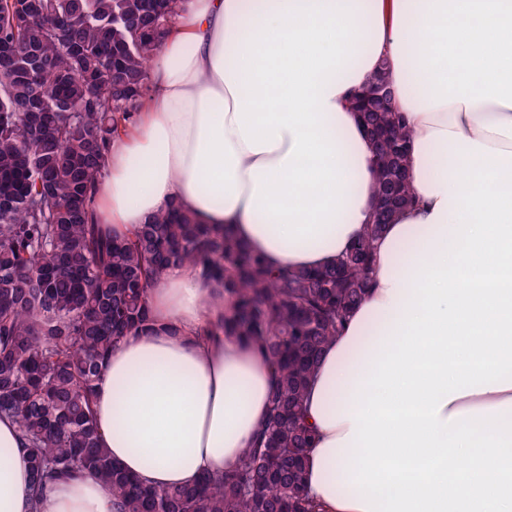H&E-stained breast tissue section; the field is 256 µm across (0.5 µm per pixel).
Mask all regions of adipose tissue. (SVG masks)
<instances>
[{"mask_svg": "<svg viewBox=\"0 0 512 512\" xmlns=\"http://www.w3.org/2000/svg\"><path fill=\"white\" fill-rule=\"evenodd\" d=\"M386 66L414 203L306 389L316 512H512V0H181L92 204L130 237L169 206L314 269L372 222L376 154L353 98ZM149 335L115 344L98 433L151 487L235 469L273 367L212 335L201 268L154 280ZM34 477L0 419V512H114L94 475Z\"/></svg>", "mask_w": 512, "mask_h": 512, "instance_id": "1", "label": "adipose tissue"}]
</instances>
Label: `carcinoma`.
<instances>
[{
    "instance_id": "cac0c4a2",
    "label": "carcinoma",
    "mask_w": 512,
    "mask_h": 512,
    "mask_svg": "<svg viewBox=\"0 0 512 512\" xmlns=\"http://www.w3.org/2000/svg\"><path fill=\"white\" fill-rule=\"evenodd\" d=\"M178 4L0 0V417L15 419L27 442L37 500L87 472L116 512H313L307 383L367 295L385 225L413 202L410 131L379 72L356 111L376 150L377 198L388 204L332 266L273 270L229 225L198 224L175 206L132 239L111 234L93 222L91 198ZM183 262L224 291L213 334L254 344L275 373L267 420L238 468L157 489L101 446L93 393L112 346L152 330L150 281Z\"/></svg>"
}]
</instances>
